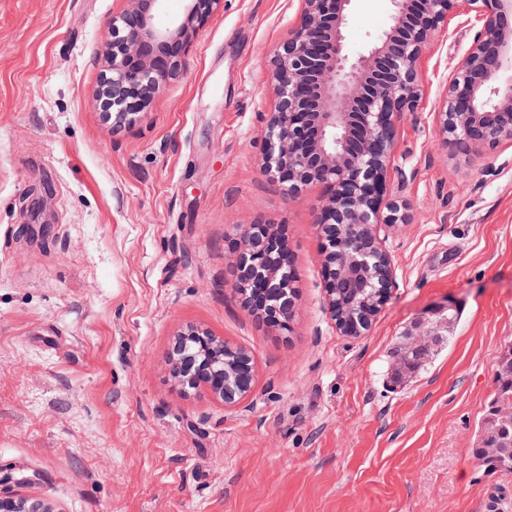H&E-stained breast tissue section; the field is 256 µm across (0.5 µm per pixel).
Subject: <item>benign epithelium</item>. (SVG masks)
<instances>
[{"instance_id":"obj_1","label":"benign epithelium","mask_w":512,"mask_h":512,"mask_svg":"<svg viewBox=\"0 0 512 512\" xmlns=\"http://www.w3.org/2000/svg\"><path fill=\"white\" fill-rule=\"evenodd\" d=\"M464 2L479 23L435 112L445 145L468 155L512 141V0H391V22L351 56L344 31L352 0H301L288 38L269 60L274 105L262 126V171L296 198L315 185L327 188L316 231L322 239L326 280L324 309L346 336H363L388 299L393 269L381 226L407 223L403 204L386 199L398 128L423 99L418 65ZM163 0H123L112 14L113 112L102 113L114 128H131L182 72L200 29L223 0H185L182 15L157 22ZM234 287L258 317L284 328L295 316L296 289L288 239L273 222L239 226L232 238ZM366 269L375 277L374 298L364 311L344 313L336 284ZM407 348L421 357L441 333L420 324ZM175 385L185 396L205 394L237 407L255 386L250 353L230 345L203 325L181 331L169 355ZM0 512H55L40 498L0 482Z\"/></svg>"}]
</instances>
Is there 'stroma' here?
<instances>
[{
    "label": "stroma",
    "instance_id": "stroma-1",
    "mask_svg": "<svg viewBox=\"0 0 512 512\" xmlns=\"http://www.w3.org/2000/svg\"><path fill=\"white\" fill-rule=\"evenodd\" d=\"M119 0H0V479L55 512H512V473L473 457L512 347V142L442 145L439 93L477 24L465 6L420 62L385 228L394 278L371 330L324 311L315 222L327 195L285 196L259 166L265 63L299 0H224L183 73L132 128L96 97ZM354 0L350 55L388 26ZM51 184L46 235L28 206ZM284 225L297 276L283 331L233 286L236 225ZM459 313L427 366L394 382L393 349L426 309ZM202 324L251 354L227 408L174 388L167 356Z\"/></svg>",
    "mask_w": 512,
    "mask_h": 512
}]
</instances>
